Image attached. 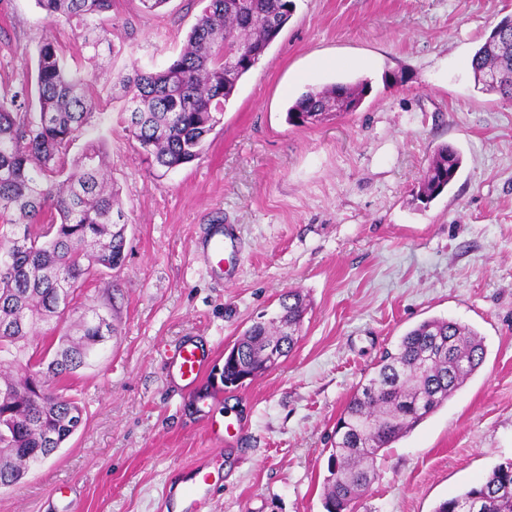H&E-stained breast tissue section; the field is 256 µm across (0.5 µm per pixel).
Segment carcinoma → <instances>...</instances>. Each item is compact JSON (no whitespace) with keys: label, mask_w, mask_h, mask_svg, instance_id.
Returning <instances> with one entry per match:
<instances>
[{"label":"carcinoma","mask_w":512,"mask_h":512,"mask_svg":"<svg viewBox=\"0 0 512 512\" xmlns=\"http://www.w3.org/2000/svg\"><path fill=\"white\" fill-rule=\"evenodd\" d=\"M206 5L179 54L161 69L135 66L120 79L125 130L154 163L167 170L198 159L208 136L243 77L264 56L291 18L294 0H204ZM50 20L72 24L81 50L68 55L52 39L36 54L39 118L31 116L23 87L0 96V365L20 371L0 376V488L19 482L37 464L36 450L59 448L81 425L82 407L72 395L51 390L46 373L64 378L82 367L93 346L112 336V323L95 315L80 320L81 336L55 351L47 370L32 366L30 336L39 325L64 321L93 270L125 260L127 221L119 192L108 178L94 141L69 160L71 148L97 114L96 60L103 41L102 16L112 0H36ZM472 75L498 73L495 85L475 86L512 100V19L491 30L470 61ZM365 79L309 88L286 112L288 123L316 125L357 111L369 93ZM462 165L451 146L438 147L418 183L415 198L427 205L444 193ZM280 313L257 321L224 358V387L267 372L265 349L286 357L298 341L306 304L290 290ZM483 338L447 318L425 319L385 350L365 383L347 401L330 439L326 512H358L378 476L387 448L414 430L480 369ZM512 512V460L495 466L478 485L440 502L434 512Z\"/></svg>","instance_id":"carcinoma-1"}]
</instances>
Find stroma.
Listing matches in <instances>:
<instances>
[{
	"instance_id": "1",
	"label": "stroma",
	"mask_w": 512,
	"mask_h": 512,
	"mask_svg": "<svg viewBox=\"0 0 512 512\" xmlns=\"http://www.w3.org/2000/svg\"><path fill=\"white\" fill-rule=\"evenodd\" d=\"M295 10L240 82L203 156L157 168L128 136L118 75L179 53L200 0H112L113 56L99 68L106 119L93 132L128 221L121 268L94 271L55 333L81 316L115 328L65 380L80 428L17 485L0 512H161L170 482L205 460L214 476L185 512H324L330 436L384 349L430 317L475 329L481 369L388 449L359 512H434L512 460V103L477 89L473 51L512 0H294ZM81 41L35 0H0V95L35 83L44 37ZM348 60L345 68L333 67ZM365 79L357 112L287 123L308 86ZM462 166L419 208L413 192L437 146ZM230 224L241 256L214 280L195 245ZM296 289L308 304L287 358L224 386V350ZM193 338L211 355L198 394L168 371Z\"/></svg>"
}]
</instances>
